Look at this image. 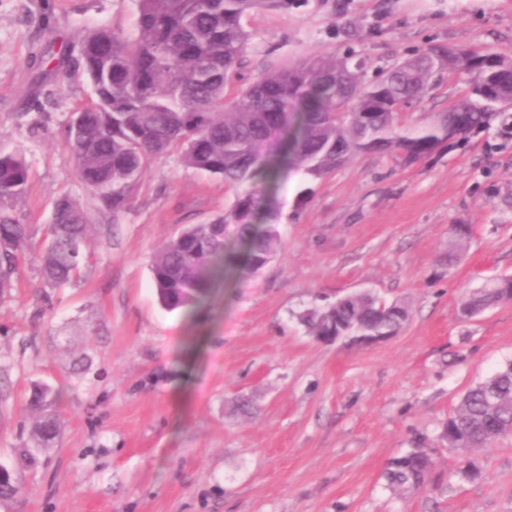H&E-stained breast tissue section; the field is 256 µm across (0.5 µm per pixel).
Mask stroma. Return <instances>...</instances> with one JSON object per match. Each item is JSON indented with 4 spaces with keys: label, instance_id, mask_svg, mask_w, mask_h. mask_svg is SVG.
I'll list each match as a JSON object with an SVG mask.
<instances>
[{
    "label": "stroma",
    "instance_id": "35a3bbf8",
    "mask_svg": "<svg viewBox=\"0 0 512 512\" xmlns=\"http://www.w3.org/2000/svg\"><path fill=\"white\" fill-rule=\"evenodd\" d=\"M136 16L134 0H0V151H22L31 173L15 209L40 236L72 195L96 241L80 280L51 286L33 257L0 297V463L29 440L33 383L63 390L59 442L0 512H512V436L475 452L473 480L436 439L460 396L512 361V302L460 314L469 291L512 276V137L497 122L462 151L366 153L287 179L277 257L188 317L161 305L153 258L234 189L161 154L128 208L105 212L63 136L92 88L62 45L96 25L132 31ZM244 24L251 77L312 53L355 51L369 81L431 45L512 48V0H299ZM464 89L443 82L405 124L428 125ZM452 224L472 235L448 267ZM364 291L408 305L399 334L327 342L297 318ZM421 442L429 491L393 494L385 468Z\"/></svg>",
    "mask_w": 512,
    "mask_h": 512
}]
</instances>
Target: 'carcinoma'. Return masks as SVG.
I'll return each instance as SVG.
<instances>
[{
  "label": "carcinoma",
  "instance_id": "carcinoma-1",
  "mask_svg": "<svg viewBox=\"0 0 512 512\" xmlns=\"http://www.w3.org/2000/svg\"><path fill=\"white\" fill-rule=\"evenodd\" d=\"M133 33L107 26L83 32L77 52L94 99L76 112L66 130L77 176L101 204L125 209L154 157L177 151L183 164L235 190L231 208L205 224H191L155 255L151 269L161 303L191 314L215 285L238 271L252 273L276 256L280 211L272 192L283 175L319 179L367 151H393L408 164L457 148L488 130L503 105L512 102V50L433 46L394 63L374 82L359 76L362 62L309 55L290 67L256 77L243 73L250 33L243 16L265 6L286 10L292 0H135ZM436 60L448 76H465L466 90L429 126L410 128L396 105L413 106L439 85ZM237 87L226 100L225 89ZM30 169L21 152L0 153V295L11 287L20 261L32 253L33 230L12 205L27 193ZM236 225L224 237V225ZM447 260L470 242L464 224L449 225ZM95 242L81 203L59 198L44 247L38 253L45 280L65 285L81 277L84 260L75 246ZM512 301V278L474 291L463 307L483 312ZM409 308L394 314L371 296L342 298L325 309H309L300 320L311 336H355L362 327L397 334ZM58 394L37 383L28 405L36 414L30 443L17 449L27 465L54 447L61 433ZM512 434V362L469 387L438 435L448 447L473 451ZM415 451L387 465L393 490L429 478L414 466ZM4 469L0 503L24 488L22 473Z\"/></svg>",
  "mask_w": 512,
  "mask_h": 512
}]
</instances>
